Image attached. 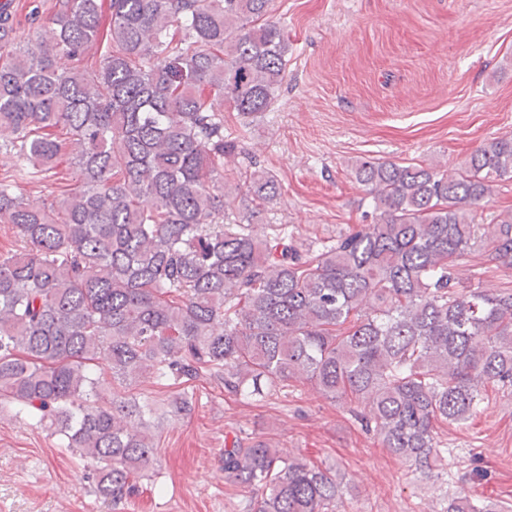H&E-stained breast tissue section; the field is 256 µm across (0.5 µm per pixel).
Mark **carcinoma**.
Segmentation results:
<instances>
[{
	"label": "carcinoma",
	"instance_id": "obj_1",
	"mask_svg": "<svg viewBox=\"0 0 512 512\" xmlns=\"http://www.w3.org/2000/svg\"><path fill=\"white\" fill-rule=\"evenodd\" d=\"M270 0H31L20 35L0 0V408L37 420L95 463L120 503L157 465L156 408L133 393L206 379L230 399L277 397L305 380L347 407L391 454L427 475L437 429L464 424L486 388L512 391V290L457 288L486 251L512 269V211L473 206L512 179V136L455 173L365 160L355 178L372 222L304 246L288 225L259 238L260 208L232 221L233 194L280 195L270 173L224 177V106L270 111L288 35ZM73 149L79 186L31 202L16 174L52 171ZM123 391L105 399V376ZM194 392L168 402L186 415ZM224 485L246 512H340L343 478L268 438L224 433ZM446 512H494L461 491Z\"/></svg>",
	"mask_w": 512,
	"mask_h": 512
}]
</instances>
